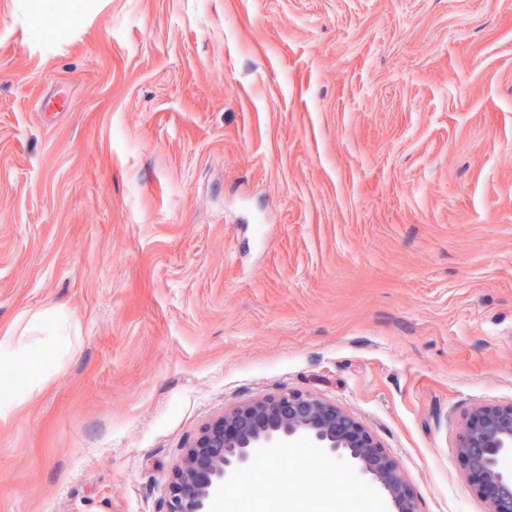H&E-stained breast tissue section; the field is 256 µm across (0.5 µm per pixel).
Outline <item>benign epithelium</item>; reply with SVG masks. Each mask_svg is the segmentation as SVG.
Instances as JSON below:
<instances>
[{
  "instance_id": "obj_1",
  "label": "benign epithelium",
  "mask_w": 512,
  "mask_h": 512,
  "mask_svg": "<svg viewBox=\"0 0 512 512\" xmlns=\"http://www.w3.org/2000/svg\"><path fill=\"white\" fill-rule=\"evenodd\" d=\"M298 436L376 482L393 512H418L397 464L360 421L318 396L295 392L236 406L206 423L172 471L167 512H205L248 468L255 449L280 448ZM511 455L512 402L480 406L465 417L457 456L487 512H512V472L501 466Z\"/></svg>"
}]
</instances>
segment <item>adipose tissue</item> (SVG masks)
<instances>
[{"instance_id": "1", "label": "adipose tissue", "mask_w": 512, "mask_h": 512, "mask_svg": "<svg viewBox=\"0 0 512 512\" xmlns=\"http://www.w3.org/2000/svg\"><path fill=\"white\" fill-rule=\"evenodd\" d=\"M78 344L67 318L57 311H45L30 317L25 328L11 326L0 330V370L7 372L22 367L31 349L37 348L51 364L60 365ZM51 378L42 371L26 378L24 383L11 379L0 380V420H8L21 403L38 395Z\"/></svg>"}]
</instances>
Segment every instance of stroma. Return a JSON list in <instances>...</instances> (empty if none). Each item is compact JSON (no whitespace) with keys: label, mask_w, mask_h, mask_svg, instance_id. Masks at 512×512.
<instances>
[{"label":"stroma","mask_w":512,"mask_h":512,"mask_svg":"<svg viewBox=\"0 0 512 512\" xmlns=\"http://www.w3.org/2000/svg\"><path fill=\"white\" fill-rule=\"evenodd\" d=\"M51 308L79 343L0 422V512H167L200 428L282 392L419 512H486L457 440L512 402V0H0V328ZM264 459L210 512L390 510L306 440Z\"/></svg>","instance_id":"1"}]
</instances>
